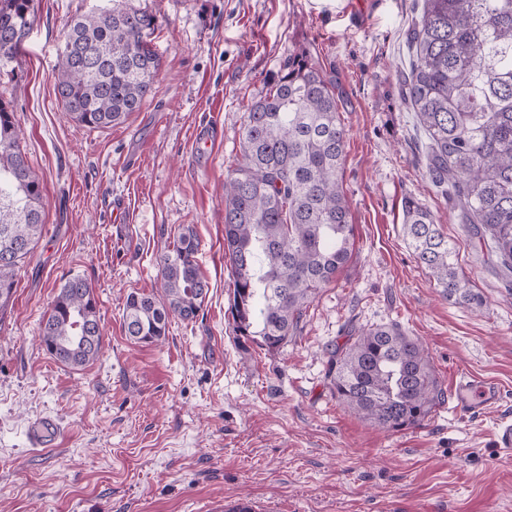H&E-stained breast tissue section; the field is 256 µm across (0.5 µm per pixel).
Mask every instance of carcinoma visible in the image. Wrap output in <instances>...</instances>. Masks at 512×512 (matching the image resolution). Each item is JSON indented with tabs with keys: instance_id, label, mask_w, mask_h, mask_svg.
Here are the masks:
<instances>
[{
	"instance_id": "carcinoma-1",
	"label": "carcinoma",
	"mask_w": 512,
	"mask_h": 512,
	"mask_svg": "<svg viewBox=\"0 0 512 512\" xmlns=\"http://www.w3.org/2000/svg\"><path fill=\"white\" fill-rule=\"evenodd\" d=\"M33 22V0H0V66L12 63ZM156 25L144 8L115 7L72 19L53 76L77 124L109 128L142 108L160 69L148 45ZM415 60L405 95L429 138L428 173L448 185L471 239L512 276V0H425L410 32ZM345 130L336 85L319 62L293 53L267 93L245 112L241 155L224 183V254L236 336L275 351L298 331L308 304L352 257L353 225L342 181ZM44 227L43 183L20 149L14 114L0 101V314L15 270ZM404 235L448 300L471 309L480 296L452 262L453 249L418 201L404 207ZM190 227L159 257L163 295H127L128 338L153 345L169 319H193L209 287ZM45 351L70 368L102 349L92 286L72 278L40 329ZM336 399L386 430L416 426L445 401L424 345L397 323L368 327L328 352Z\"/></svg>"
}]
</instances>
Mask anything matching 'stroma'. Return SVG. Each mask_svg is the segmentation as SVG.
I'll return each instance as SVG.
<instances>
[{
    "mask_svg": "<svg viewBox=\"0 0 512 512\" xmlns=\"http://www.w3.org/2000/svg\"><path fill=\"white\" fill-rule=\"evenodd\" d=\"M132 2L156 17L161 68L124 122L78 126L54 93L68 22L109 0H35L0 71L45 207L0 315V512H223L241 498L255 512H512V454L494 434L512 422V283L426 174L399 82L423 0ZM300 51L336 81L354 251L296 335L269 352L239 343L228 318L224 180L247 108ZM409 198L437 219L481 309L448 301L416 262L402 231ZM186 225L200 243L204 305L172 319L162 344L132 343L126 297L161 294L157 258ZM74 277L95 290L104 344L80 370L37 339ZM388 322L422 339L444 388L466 370L500 387L499 404L463 415L448 400L399 431L351 413L325 375L326 350L350 327ZM44 417L59 431L36 451L26 432Z\"/></svg>",
    "mask_w": 512,
    "mask_h": 512,
    "instance_id": "35a3bbf8",
    "label": "stroma"
}]
</instances>
